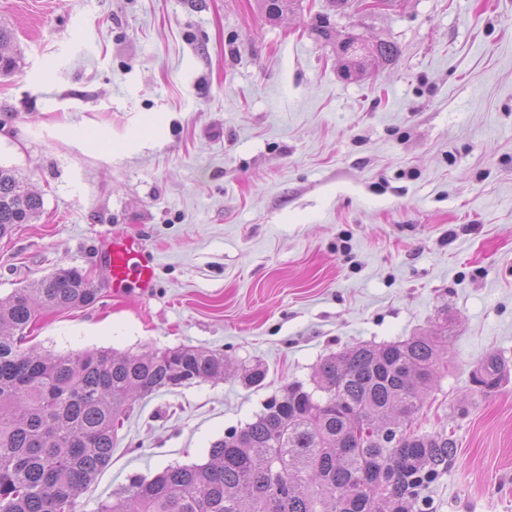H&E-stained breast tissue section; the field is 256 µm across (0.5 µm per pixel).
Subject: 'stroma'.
Segmentation results:
<instances>
[{"instance_id":"stroma-1","label":"stroma","mask_w":512,"mask_h":512,"mask_svg":"<svg viewBox=\"0 0 512 512\" xmlns=\"http://www.w3.org/2000/svg\"><path fill=\"white\" fill-rule=\"evenodd\" d=\"M258 0H0L20 50L0 77V166L43 197L0 239V295L59 268L102 283L104 244L143 238L145 298L45 311L58 354L193 346L227 377L136 400L77 512L170 465L208 459L288 383L345 347L447 316L449 367L414 424L446 430L434 512H512V0H393L313 29ZM396 47L345 75V36ZM489 395L471 373L488 353ZM503 372V363L499 355L488 354L481 360L471 374V380L476 391L481 394H490L500 386Z\"/></svg>"}]
</instances>
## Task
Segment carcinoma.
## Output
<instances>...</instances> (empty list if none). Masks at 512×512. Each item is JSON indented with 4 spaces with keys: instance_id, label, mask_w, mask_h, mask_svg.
I'll use <instances>...</instances> for the list:
<instances>
[{
    "instance_id": "1",
    "label": "carcinoma",
    "mask_w": 512,
    "mask_h": 512,
    "mask_svg": "<svg viewBox=\"0 0 512 512\" xmlns=\"http://www.w3.org/2000/svg\"><path fill=\"white\" fill-rule=\"evenodd\" d=\"M261 3L276 19L300 0ZM394 55L378 42L345 67L365 72ZM42 209L28 178L0 166V238ZM98 294L70 267L0 296V512H76L136 400L228 373L224 354L191 346L119 356L22 349L43 310L88 306ZM449 339L445 317L433 333L332 353L312 386L288 384L255 421L214 442L208 461L134 478L98 512H433L426 491L453 464L455 442L444 431L394 433L413 426L448 367ZM502 372L488 354L471 374L476 391L494 392ZM383 429L392 433L384 442L374 436Z\"/></svg>"
}]
</instances>
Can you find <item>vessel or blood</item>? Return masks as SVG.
Instances as JSON below:
<instances>
[{
  "instance_id": "vessel-or-blood-1",
  "label": "vessel or blood",
  "mask_w": 512,
  "mask_h": 512,
  "mask_svg": "<svg viewBox=\"0 0 512 512\" xmlns=\"http://www.w3.org/2000/svg\"><path fill=\"white\" fill-rule=\"evenodd\" d=\"M101 256L108 268L106 293L124 298L131 293L150 295L155 287V266L141 239L132 234L113 235Z\"/></svg>"
}]
</instances>
